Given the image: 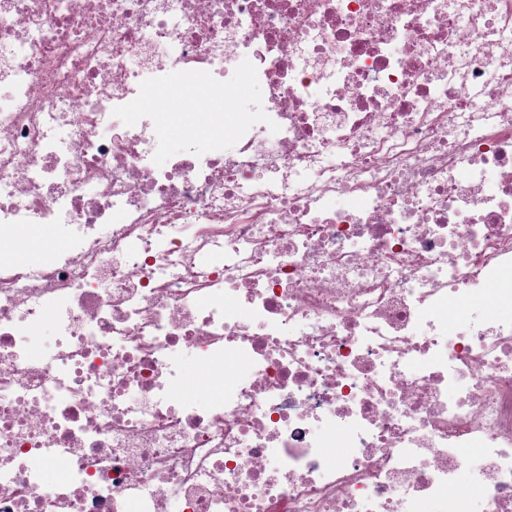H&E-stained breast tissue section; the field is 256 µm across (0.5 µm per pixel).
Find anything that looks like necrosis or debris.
Instances as JSON below:
<instances>
[{"label":"necrosis or debris","instance_id":"4bbe7bcc","mask_svg":"<svg viewBox=\"0 0 512 512\" xmlns=\"http://www.w3.org/2000/svg\"><path fill=\"white\" fill-rule=\"evenodd\" d=\"M463 498L512 512V0H0V512ZM190 130L186 125L178 127L173 130L169 136L161 140L156 148L155 155L159 163L166 161L172 154L180 151L187 145V141L190 140ZM223 383L224 384V368L218 373L206 375L202 371L194 368L191 363L187 364L184 387L198 388L204 392L208 385Z\"/></svg>","mask_w":512,"mask_h":512}]
</instances>
